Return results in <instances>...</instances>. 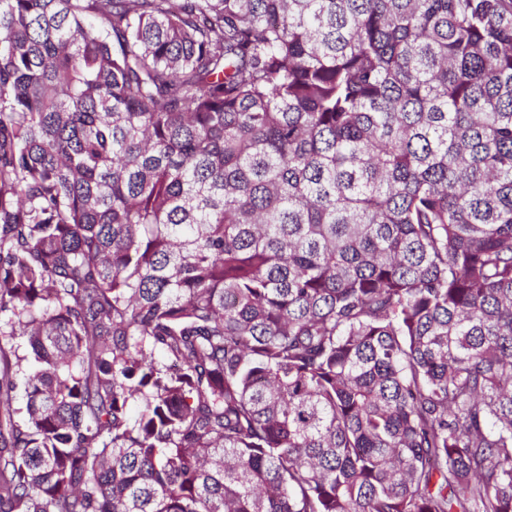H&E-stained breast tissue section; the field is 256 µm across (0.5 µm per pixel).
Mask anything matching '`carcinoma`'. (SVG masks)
<instances>
[{"label": "carcinoma", "mask_w": 512, "mask_h": 512, "mask_svg": "<svg viewBox=\"0 0 512 512\" xmlns=\"http://www.w3.org/2000/svg\"><path fill=\"white\" fill-rule=\"evenodd\" d=\"M0 512H512V0H0Z\"/></svg>", "instance_id": "cac0c4a2"}]
</instances>
